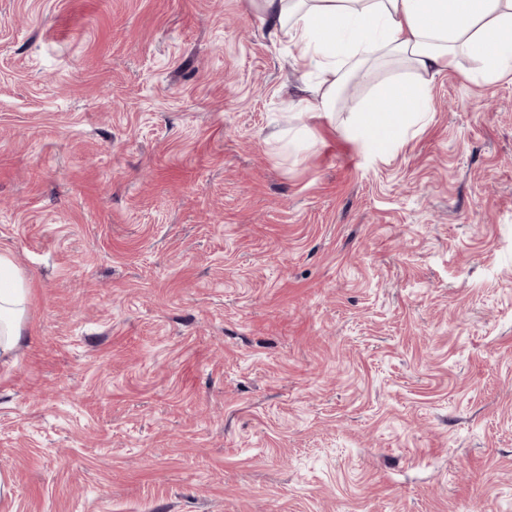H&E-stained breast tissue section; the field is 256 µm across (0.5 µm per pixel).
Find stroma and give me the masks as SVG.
I'll list each match as a JSON object with an SVG mask.
<instances>
[{"label": "stroma", "instance_id": "1", "mask_svg": "<svg viewBox=\"0 0 512 512\" xmlns=\"http://www.w3.org/2000/svg\"><path fill=\"white\" fill-rule=\"evenodd\" d=\"M392 155L249 0H0V512H512V77ZM27 287L11 260L0 255V358L11 357L22 341Z\"/></svg>", "mask_w": 512, "mask_h": 512}]
</instances>
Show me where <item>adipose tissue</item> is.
<instances>
[{
  "label": "adipose tissue",
  "mask_w": 512,
  "mask_h": 512,
  "mask_svg": "<svg viewBox=\"0 0 512 512\" xmlns=\"http://www.w3.org/2000/svg\"><path fill=\"white\" fill-rule=\"evenodd\" d=\"M275 40L293 49L291 65L307 76L295 114L335 123L350 76L370 80L391 64L403 77L381 83L374 99L350 109L345 138L387 155L409 130L431 119L430 87L456 69L459 55L475 62L474 81L490 85L512 74V0H250ZM27 287L0 255V358L24 335Z\"/></svg>",
  "instance_id": "ef3b65f1"
}]
</instances>
